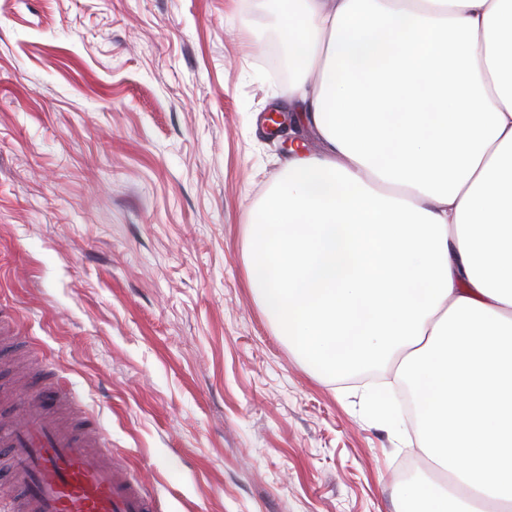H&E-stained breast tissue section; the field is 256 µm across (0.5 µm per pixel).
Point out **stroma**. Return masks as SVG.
Here are the masks:
<instances>
[{"mask_svg":"<svg viewBox=\"0 0 512 512\" xmlns=\"http://www.w3.org/2000/svg\"><path fill=\"white\" fill-rule=\"evenodd\" d=\"M282 51L270 0H0V333L159 512H401L417 459L247 286Z\"/></svg>","mask_w":512,"mask_h":512,"instance_id":"stroma-1","label":"stroma"}]
</instances>
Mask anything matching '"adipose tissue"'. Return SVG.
I'll use <instances>...</instances> for the list:
<instances>
[{
	"label": "adipose tissue",
	"instance_id": "obj_1",
	"mask_svg": "<svg viewBox=\"0 0 512 512\" xmlns=\"http://www.w3.org/2000/svg\"><path fill=\"white\" fill-rule=\"evenodd\" d=\"M296 150L248 285L313 370L394 362L413 512H512V0H278Z\"/></svg>",
	"mask_w": 512,
	"mask_h": 512
}]
</instances>
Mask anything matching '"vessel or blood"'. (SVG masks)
<instances>
[{
  "instance_id": "obj_1",
  "label": "vessel or blood",
  "mask_w": 512,
  "mask_h": 512,
  "mask_svg": "<svg viewBox=\"0 0 512 512\" xmlns=\"http://www.w3.org/2000/svg\"><path fill=\"white\" fill-rule=\"evenodd\" d=\"M60 397L38 386L0 433L13 490L8 512H156L140 481L102 451L94 428L79 434L50 414Z\"/></svg>"
}]
</instances>
